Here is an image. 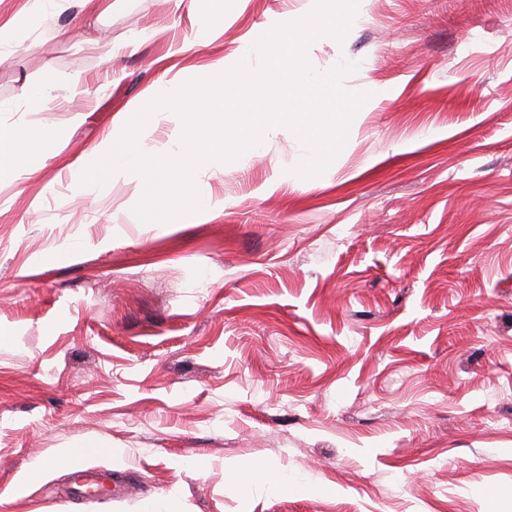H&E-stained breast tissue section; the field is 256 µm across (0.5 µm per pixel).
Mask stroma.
I'll return each mask as SVG.
<instances>
[{
	"label": "stroma",
	"instance_id": "35a3bbf8",
	"mask_svg": "<svg viewBox=\"0 0 512 512\" xmlns=\"http://www.w3.org/2000/svg\"><path fill=\"white\" fill-rule=\"evenodd\" d=\"M109 3L0 0V124L63 132L0 188V512H512V0H360L306 51L374 92L336 159L299 177L269 131L176 226L78 170L159 84L315 3L224 0L190 49L208 0ZM49 72L81 94L33 102ZM210 14L206 24L195 32L190 46L200 45L224 32V1L209 0Z\"/></svg>",
	"mask_w": 512,
	"mask_h": 512
}]
</instances>
